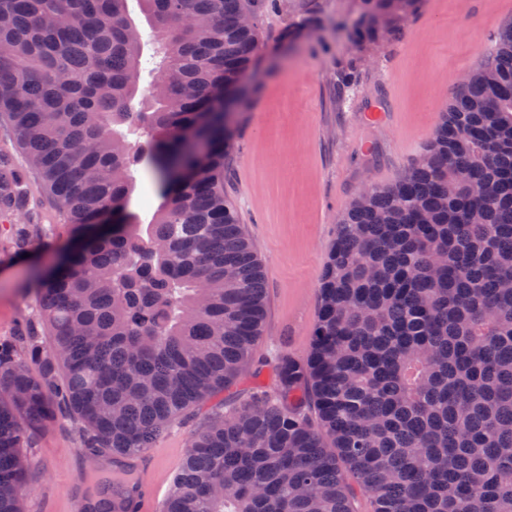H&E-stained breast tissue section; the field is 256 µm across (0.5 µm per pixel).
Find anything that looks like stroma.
<instances>
[{"mask_svg":"<svg viewBox=\"0 0 512 512\" xmlns=\"http://www.w3.org/2000/svg\"><path fill=\"white\" fill-rule=\"evenodd\" d=\"M359 8V0H281L280 8L257 11L262 47L247 98L232 116L224 189L263 267L267 316L259 354L267 359L281 347L306 354L340 215L362 188L393 184L421 157L460 77L489 52L490 32L512 22V0H424L392 37L359 52L350 39ZM351 59L359 85L347 91L336 70ZM378 106L385 122L367 117ZM27 187L31 259H17L9 229L0 226V341L33 332L47 344L34 274L56 263L55 246L65 236L50 199L35 180ZM215 409L208 403L159 440L166 450L155 472L159 496H166L190 435ZM82 444L78 421L67 413L33 432L29 512H71V492L97 469Z\"/></svg>","mask_w":512,"mask_h":512,"instance_id":"35a3bbf8","label":"stroma"}]
</instances>
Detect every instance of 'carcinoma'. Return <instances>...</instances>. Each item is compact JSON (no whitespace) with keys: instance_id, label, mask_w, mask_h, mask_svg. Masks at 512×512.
I'll use <instances>...</instances> for the list:
<instances>
[{"instance_id":"carcinoma-1","label":"carcinoma","mask_w":512,"mask_h":512,"mask_svg":"<svg viewBox=\"0 0 512 512\" xmlns=\"http://www.w3.org/2000/svg\"><path fill=\"white\" fill-rule=\"evenodd\" d=\"M421 2L362 0L356 49ZM139 3L150 40L127 0H0V118L70 245L37 279L51 342L0 341V512H22L24 449L58 414L84 454L140 458L266 363L265 278L224 193L216 111L245 100L255 0ZM491 41L421 158L339 219L306 356L278 351L272 387L190 436L161 512H357L359 492L368 512H512V23ZM140 164L152 221L100 229ZM28 205L0 154V215ZM30 228L14 225L16 250ZM125 473L95 475L81 512H131Z\"/></svg>"}]
</instances>
